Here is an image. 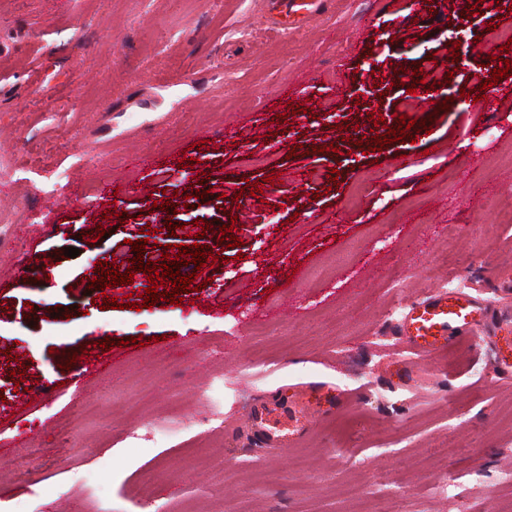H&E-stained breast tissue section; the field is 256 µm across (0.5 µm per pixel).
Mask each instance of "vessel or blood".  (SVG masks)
Here are the masks:
<instances>
[{
	"instance_id": "1",
	"label": "vessel or blood",
	"mask_w": 512,
	"mask_h": 512,
	"mask_svg": "<svg viewBox=\"0 0 512 512\" xmlns=\"http://www.w3.org/2000/svg\"><path fill=\"white\" fill-rule=\"evenodd\" d=\"M488 319V336L500 353L499 370L512 375V324L502 318H489L487 306L463 292H442L412 304L401 325L407 352L417 363L438 362L448 349L466 340L478 320ZM248 421L272 448H285L311 427L314 417L300 415L273 417L268 405L253 407Z\"/></svg>"
}]
</instances>
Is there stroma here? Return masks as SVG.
<instances>
[{
	"label": "stroma",
	"mask_w": 512,
	"mask_h": 512,
	"mask_svg": "<svg viewBox=\"0 0 512 512\" xmlns=\"http://www.w3.org/2000/svg\"><path fill=\"white\" fill-rule=\"evenodd\" d=\"M511 14L512 0L429 14L323 0L284 32L268 0H0V498L39 493V512H512V378L485 327L438 367L414 363L399 329L445 290L512 316V97L480 104L442 83L430 133L368 149L373 118L402 114L397 70L447 67L456 43L489 79L492 28ZM310 168L322 182L300 179ZM115 179L135 192H108ZM169 221L209 222L198 242L219 262L198 271L204 289L136 311L123 302L146 273L92 286L96 264L130 267L141 225L158 224L143 258L161 261ZM229 222L241 246L221 245ZM103 293L116 308L96 305ZM312 382V406L358 400L297 445L264 447L245 410L289 408Z\"/></svg>",
	"instance_id": "stroma-1"
}]
</instances>
